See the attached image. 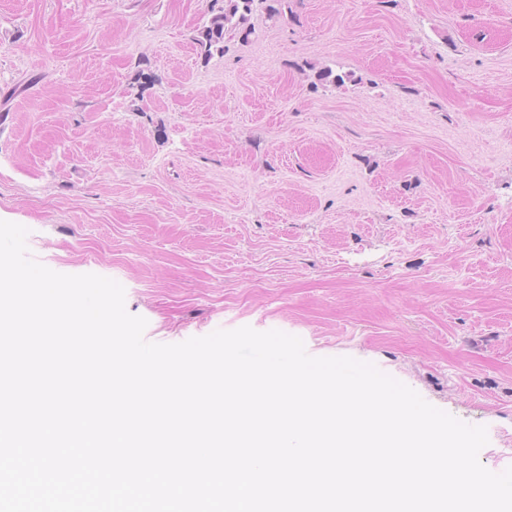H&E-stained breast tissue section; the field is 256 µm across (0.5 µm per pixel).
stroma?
I'll list each match as a JSON object with an SVG mask.
<instances>
[{
	"label": "stroma",
	"mask_w": 512,
	"mask_h": 512,
	"mask_svg": "<svg viewBox=\"0 0 512 512\" xmlns=\"http://www.w3.org/2000/svg\"><path fill=\"white\" fill-rule=\"evenodd\" d=\"M212 7L0 0V220L147 342L298 336L512 466V0H283L206 58Z\"/></svg>",
	"instance_id": "stroma-1"
}]
</instances>
